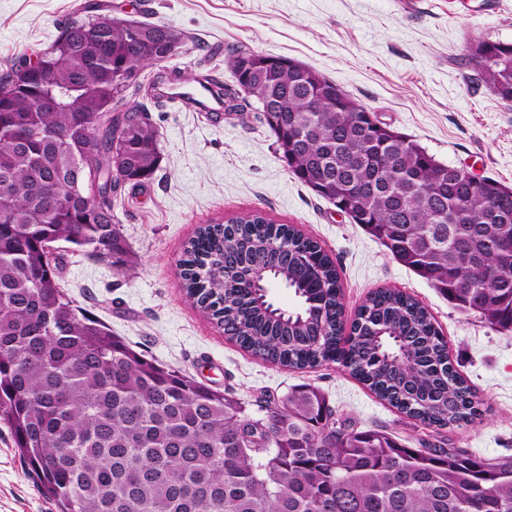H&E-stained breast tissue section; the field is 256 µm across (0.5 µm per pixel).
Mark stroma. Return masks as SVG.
<instances>
[{
  "label": "stroma",
  "mask_w": 512,
  "mask_h": 512,
  "mask_svg": "<svg viewBox=\"0 0 512 512\" xmlns=\"http://www.w3.org/2000/svg\"><path fill=\"white\" fill-rule=\"evenodd\" d=\"M91 1L116 17L181 30L187 40L165 66L184 76L207 68L230 79L225 61L236 50L294 59L438 161L512 187V104L477 82L463 61L472 40L512 42V0H0V72L51 43L60 24ZM156 72L143 70L144 89L128 93L127 103L158 128L162 162L144 188L114 204L139 270L126 278L60 241L63 289L148 358L248 404L311 385L356 428H383L416 443L423 426L339 364L289 371L265 363L227 341L187 299L178 261L197 228L262 213L317 239L336 263L347 311L378 288L405 291L427 307L486 409L480 422L445 429L449 446L485 458L512 455V332L459 313L295 178L254 107L239 118L156 101L145 90ZM0 512H56L2 423Z\"/></svg>",
  "instance_id": "stroma-1"
}]
</instances>
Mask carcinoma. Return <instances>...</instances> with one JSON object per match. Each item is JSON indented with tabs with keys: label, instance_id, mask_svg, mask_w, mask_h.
Returning a JSON list of instances; mask_svg holds the SVG:
<instances>
[{
	"label": "carcinoma",
	"instance_id": "cac0c4a2",
	"mask_svg": "<svg viewBox=\"0 0 512 512\" xmlns=\"http://www.w3.org/2000/svg\"><path fill=\"white\" fill-rule=\"evenodd\" d=\"M173 28L122 26L89 8L67 21L40 65L0 80V422L58 512H512V456L476 457L445 440L410 448L391 431L357 429L303 385L252 411L146 358L59 283L68 242L132 277L137 263L113 200L152 180L158 128L114 112L133 74L178 49ZM477 80L512 102V43L475 40ZM292 59L239 50L226 60L264 87L259 111L288 168L340 207L458 312L512 332V188L452 172L336 83ZM224 111L242 112L218 77H199ZM60 98V106L41 101ZM325 99L312 112L308 99ZM499 222L478 219L487 211ZM264 274L293 290L273 305ZM187 297L255 358L289 369L336 362L437 434L483 416L431 314L381 289L345 327L336 263L318 242L258 213L207 224L181 260Z\"/></svg>",
	"mask_w": 512,
	"mask_h": 512
}]
</instances>
